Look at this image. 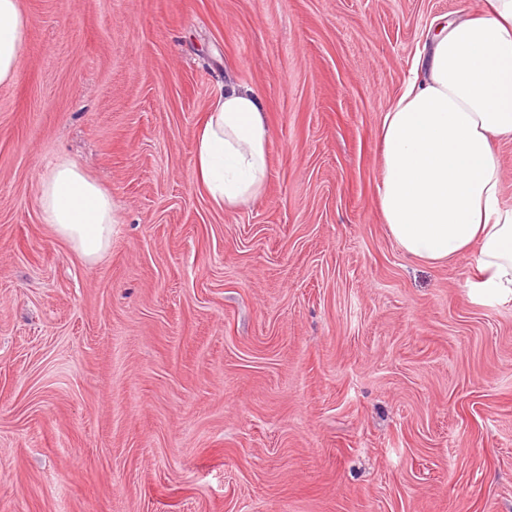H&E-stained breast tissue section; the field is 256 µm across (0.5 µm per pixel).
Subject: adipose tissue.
I'll use <instances>...</instances> for the list:
<instances>
[{
	"label": "adipose tissue",
	"mask_w": 512,
	"mask_h": 512,
	"mask_svg": "<svg viewBox=\"0 0 512 512\" xmlns=\"http://www.w3.org/2000/svg\"><path fill=\"white\" fill-rule=\"evenodd\" d=\"M27 20L0 0V85L15 81ZM418 71L383 115L378 205L390 237L431 263L472 253L478 294L512 302V207L501 199L496 143L512 138V0H484L440 25ZM270 132L251 88L228 81L195 133L193 173L212 205L257 197L268 175ZM41 218L85 260L112 242V199L74 163L41 178Z\"/></svg>",
	"instance_id": "adipose-tissue-1"
}]
</instances>
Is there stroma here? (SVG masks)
Wrapping results in <instances>:
<instances>
[{
    "instance_id": "stroma-1",
    "label": "stroma",
    "mask_w": 512,
    "mask_h": 512,
    "mask_svg": "<svg viewBox=\"0 0 512 512\" xmlns=\"http://www.w3.org/2000/svg\"><path fill=\"white\" fill-rule=\"evenodd\" d=\"M482 0H19L0 85V512H512V303L407 257L378 128L434 19ZM271 129L214 208L194 134L225 80ZM112 197L86 262L58 159ZM26 31L27 20L18 0H0V85L12 83L18 76ZM41 218L87 261L112 242V199L79 167L60 161L41 177Z\"/></svg>"
}]
</instances>
